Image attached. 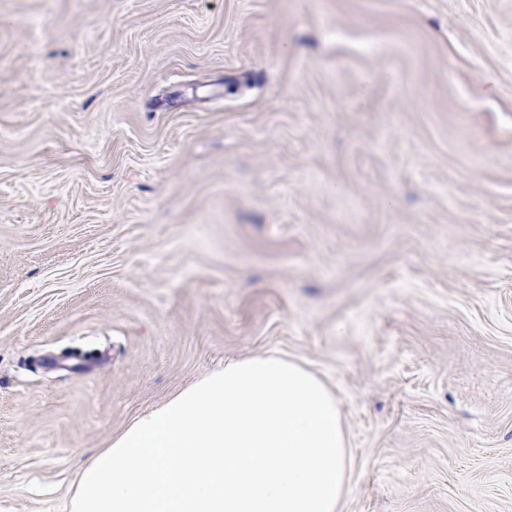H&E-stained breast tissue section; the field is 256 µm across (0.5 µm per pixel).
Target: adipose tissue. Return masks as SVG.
Returning <instances> with one entry per match:
<instances>
[{
  "label": "adipose tissue",
  "mask_w": 512,
  "mask_h": 512,
  "mask_svg": "<svg viewBox=\"0 0 512 512\" xmlns=\"http://www.w3.org/2000/svg\"><path fill=\"white\" fill-rule=\"evenodd\" d=\"M349 468L335 395L260 355L137 417L78 471L68 512H339Z\"/></svg>",
  "instance_id": "obj_1"
}]
</instances>
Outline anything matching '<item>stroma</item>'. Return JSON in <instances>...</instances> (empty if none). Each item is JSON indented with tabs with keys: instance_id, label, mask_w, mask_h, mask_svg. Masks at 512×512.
Instances as JSON below:
<instances>
[{
	"instance_id": "35a3bbf8",
	"label": "stroma",
	"mask_w": 512,
	"mask_h": 512,
	"mask_svg": "<svg viewBox=\"0 0 512 512\" xmlns=\"http://www.w3.org/2000/svg\"><path fill=\"white\" fill-rule=\"evenodd\" d=\"M265 353L339 512H512V0H0V512Z\"/></svg>"
}]
</instances>
